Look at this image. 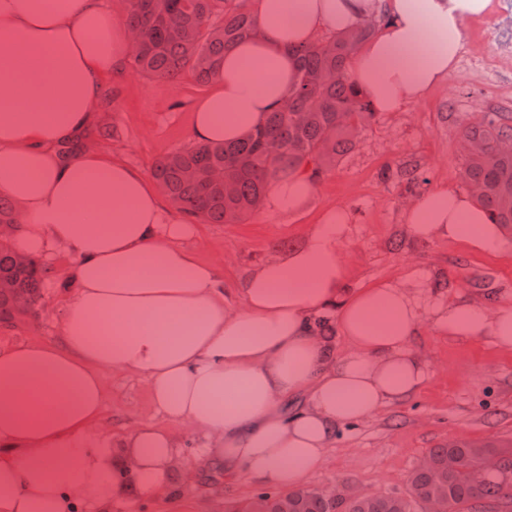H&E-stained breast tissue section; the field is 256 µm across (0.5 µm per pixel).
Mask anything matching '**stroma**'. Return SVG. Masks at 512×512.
<instances>
[{"mask_svg":"<svg viewBox=\"0 0 512 512\" xmlns=\"http://www.w3.org/2000/svg\"><path fill=\"white\" fill-rule=\"evenodd\" d=\"M493 14L464 24L455 73L396 112H379L358 131L352 148L315 183V194L298 214L263 209L235 224L197 222L184 245L224 273L226 303L240 301L236 286L264 261L300 246L322 210L347 208L353 217L342 249L349 289L390 281L418 284L425 324L412 345L427 368L424 386L408 399L343 428L323 467L306 487L335 495L352 488L366 495L409 497L408 479L426 453L457 442L512 450V351L491 340H462L437 332L433 317L449 300L467 297L494 308L512 303V246L491 254L452 240H419L405 213L414 203L406 190L408 171L425 180L421 192L447 185L468 192L462 136L489 119L512 127V0ZM114 95L107 107L112 134L95 149L123 160L145 175L166 154L194 145L196 106L212 90L192 72L159 78L128 60L124 75L106 82ZM390 179H382V168ZM42 298L34 317L0 326V348L51 342L59 334L61 301L68 295L71 257L56 251L41 259ZM105 426L119 431L135 424H160L143 376L101 372ZM201 438L184 443L180 469L191 483L176 482L174 500L133 496L112 512H224L245 505L259 492L246 475L230 477L199 452Z\"/></svg>","mask_w":512,"mask_h":512,"instance_id":"stroma-1","label":"stroma"}]
</instances>
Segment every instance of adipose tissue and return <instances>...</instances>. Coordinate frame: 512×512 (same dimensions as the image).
Returning <instances> with one entry per match:
<instances>
[{
  "label": "adipose tissue",
  "instance_id": "adipose-tissue-1",
  "mask_svg": "<svg viewBox=\"0 0 512 512\" xmlns=\"http://www.w3.org/2000/svg\"><path fill=\"white\" fill-rule=\"evenodd\" d=\"M499 2L258 0V30L225 52L193 135L246 138L295 84V47L377 12L387 21L349 71L374 111H398L455 70L464 22ZM131 50L128 26L100 0H0V196L20 217L10 245L29 259L62 249L75 288L56 342L0 349V512H112L134 493L169 497L185 432L204 437L202 456L225 473L293 488L321 468L340 428L426 382L409 348L423 322L418 297L392 282L346 286L347 209H326L301 246L253 270L230 307L223 274L183 245L196 226L164 209L150 178L101 153L61 160L58 143L88 124ZM313 193L287 173L266 204L299 212ZM406 222L417 238L485 253L512 244L474 197L447 186L418 199ZM434 326L512 351V304L490 312L453 299ZM106 367L143 375L181 434L102 431Z\"/></svg>",
  "mask_w": 512,
  "mask_h": 512
}]
</instances>
